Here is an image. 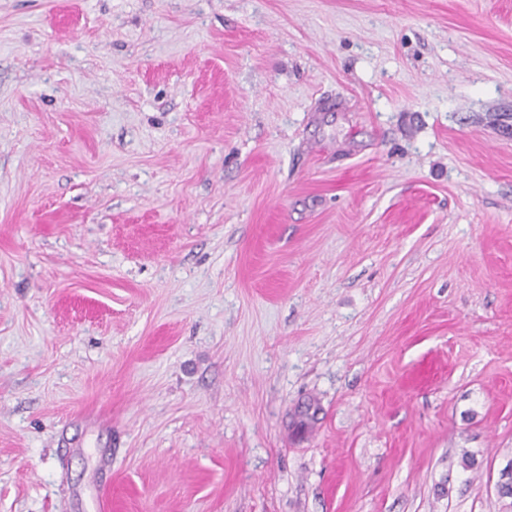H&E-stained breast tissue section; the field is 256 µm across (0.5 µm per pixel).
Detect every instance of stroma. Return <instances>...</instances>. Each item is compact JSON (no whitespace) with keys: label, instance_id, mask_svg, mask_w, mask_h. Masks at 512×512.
<instances>
[{"label":"stroma","instance_id":"1","mask_svg":"<svg viewBox=\"0 0 512 512\" xmlns=\"http://www.w3.org/2000/svg\"><path fill=\"white\" fill-rule=\"evenodd\" d=\"M104 448L112 512H512V0H0V512Z\"/></svg>","mask_w":512,"mask_h":512}]
</instances>
